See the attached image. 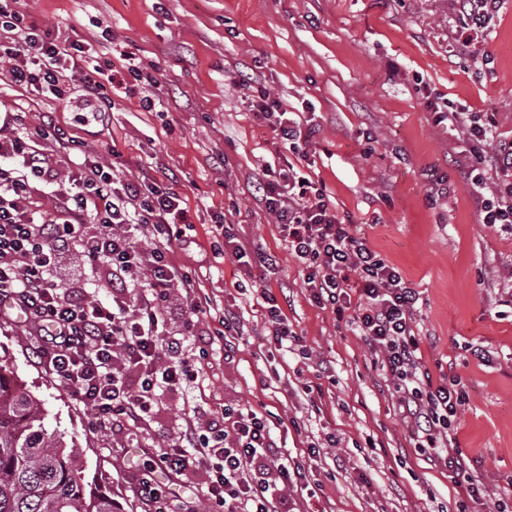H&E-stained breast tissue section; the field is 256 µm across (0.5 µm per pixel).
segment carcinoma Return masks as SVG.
Here are the masks:
<instances>
[{
	"label": "carcinoma",
	"instance_id": "1",
	"mask_svg": "<svg viewBox=\"0 0 512 512\" xmlns=\"http://www.w3.org/2000/svg\"><path fill=\"white\" fill-rule=\"evenodd\" d=\"M41 408L0 365V512H118L88 489L80 451L48 437Z\"/></svg>",
	"mask_w": 512,
	"mask_h": 512
}]
</instances>
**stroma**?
Segmentation results:
<instances>
[{"mask_svg": "<svg viewBox=\"0 0 512 512\" xmlns=\"http://www.w3.org/2000/svg\"><path fill=\"white\" fill-rule=\"evenodd\" d=\"M14 8L51 39L80 41L112 72V107L93 116L76 76L61 100L0 80V111L30 129L51 113L117 177L175 174L185 206L168 258L194 272L210 311L186 327L173 293L165 333L213 331L228 307L239 317L233 359L214 343L200 384L162 393L135 426L98 431L49 369L38 327L0 310V364L40 401L47 432L81 448L99 490L122 512H143L137 488L148 449L236 403L267 417L278 445L319 482L316 491L293 489L295 512H457L462 487L416 453L369 346L348 318L311 300L304 266L256 189L266 167L290 163L419 292L414 330L425 367L433 380L452 372L465 383L456 436L487 487L471 512H495L512 497V228L482 222L477 199L492 197L494 169L482 186L462 181L475 146L465 125L435 123L424 107L430 99L479 118L492 128L490 146L512 142V0L465 47L457 0H16ZM133 58L153 62L157 87L133 79ZM255 86L315 128L304 153L252 111ZM224 224L244 257L225 246ZM267 255L275 268H265ZM49 274L89 299L112 297L104 267L75 250L57 251ZM269 295L302 349L268 342Z\"/></svg>", "mask_w": 512, "mask_h": 512, "instance_id": "stroma-1", "label": "stroma"}]
</instances>
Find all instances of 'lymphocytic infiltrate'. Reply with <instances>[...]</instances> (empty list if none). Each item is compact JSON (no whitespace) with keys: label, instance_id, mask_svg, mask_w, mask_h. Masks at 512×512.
Segmentation results:
<instances>
[{"label":"lymphocytic infiltrate","instance_id":"obj_1","mask_svg":"<svg viewBox=\"0 0 512 512\" xmlns=\"http://www.w3.org/2000/svg\"><path fill=\"white\" fill-rule=\"evenodd\" d=\"M0 53L7 77L17 86L63 96L64 72L83 70L85 50L77 41L52 42L0 5ZM255 111L273 121L287 141H310L304 128L266 90L252 99ZM62 157L75 165L67 182L57 183L50 210L32 207L37 184L57 182L53 156L31 143L12 116L0 121V301H10L38 324L45 354L60 383L93 411L95 427L139 422L156 397L202 376L204 348L185 338L164 337L163 308L172 289L186 293L192 316L204 307L193 294L191 271L172 266L168 246L182 217V197L154 178L114 180L107 165L85 159L79 137L59 133ZM480 165L463 169L464 181L482 183V163L502 173L493 198L480 202L483 222L512 223V143L481 155ZM257 190L292 251L305 266L303 286L313 300L336 315L352 311V321L369 345L411 423L415 447L424 457L440 454L456 484L472 501L484 495L483 483L466 470L462 454H444L455 443V424L466 403L464 385L451 374L433 382L422 361L413 329L419 300L401 274L373 251L356 225L342 222L323 190L302 181L294 168L277 178L262 177ZM155 239L150 255L136 245L137 234ZM72 247L104 264L112 278L111 303L87 300L80 291L49 280L56 249ZM359 279V296L346 289ZM142 288L138 300L128 291ZM136 374L127 381L124 370ZM152 468L178 476L187 469L209 473L203 493L211 512H291L288 491L305 480L301 465H289L275 444L266 418L256 411L224 407L207 426L187 429L178 442L152 458Z\"/></svg>","mask_w":512,"mask_h":512}]
</instances>
